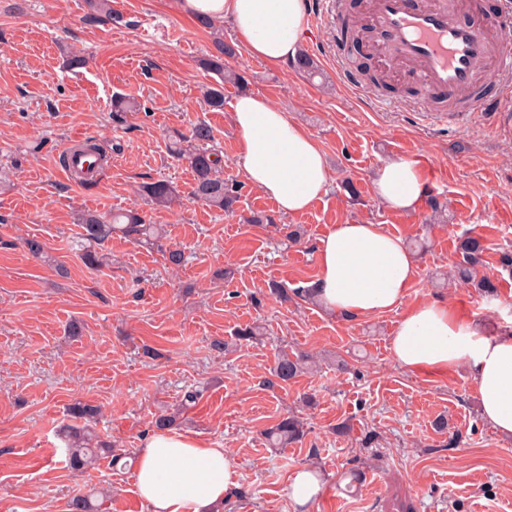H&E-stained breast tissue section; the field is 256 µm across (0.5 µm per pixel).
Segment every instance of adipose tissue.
Returning a JSON list of instances; mask_svg holds the SVG:
<instances>
[{
    "instance_id": "obj_1",
    "label": "adipose tissue",
    "mask_w": 512,
    "mask_h": 512,
    "mask_svg": "<svg viewBox=\"0 0 512 512\" xmlns=\"http://www.w3.org/2000/svg\"><path fill=\"white\" fill-rule=\"evenodd\" d=\"M184 14L231 22L238 44L253 58L281 65L296 58L307 28L306 0H175ZM243 172L282 214L307 211L327 191L325 155L304 127L265 98L244 94L231 105ZM377 197L391 209L418 208L425 178L413 160L384 162ZM308 294L324 309L352 317L402 306L417 275L401 236L379 224L331 225L317 249ZM397 365L410 372L462 366L476 383L481 415L512 439V332L487 334L452 305L428 301L407 309L391 341ZM136 481L149 512H220L234 487L229 454L177 430H157L137 451Z\"/></svg>"
}]
</instances>
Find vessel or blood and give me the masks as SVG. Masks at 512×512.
I'll use <instances>...</instances> for the list:
<instances>
[{"label": "vessel or blood", "instance_id": "obj_1", "mask_svg": "<svg viewBox=\"0 0 512 512\" xmlns=\"http://www.w3.org/2000/svg\"><path fill=\"white\" fill-rule=\"evenodd\" d=\"M371 25L383 66L408 69L419 84L421 112H431L436 94L466 92L468 112L499 122L512 114V89L504 84L512 76V53L493 38L501 30L498 16L464 20L438 0H374ZM485 85L496 88V96L482 93Z\"/></svg>", "mask_w": 512, "mask_h": 512}]
</instances>
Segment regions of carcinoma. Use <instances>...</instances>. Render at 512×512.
I'll return each instance as SVG.
<instances>
[{"label":"carcinoma","instance_id":"cac0c4a2","mask_svg":"<svg viewBox=\"0 0 512 512\" xmlns=\"http://www.w3.org/2000/svg\"><path fill=\"white\" fill-rule=\"evenodd\" d=\"M217 54L205 59L204 65L220 76V82L209 87L204 100L214 111L224 109V85L243 86L245 77L229 69L225 58L236 55L234 45L215 40ZM294 67L301 73L312 78L318 74L314 59L305 51L301 52ZM213 139L212 130L206 125L193 127L190 134L179 133L168 143V150L187 165L194 174L192 194L206 204L223 211L233 209L237 201V185L219 175L222 159L218 153L207 147ZM142 192L152 204L158 207L170 205L178 196L176 186L168 181H155L142 186ZM82 229V236L89 243L102 246L119 235L137 243L151 244L160 239V232L155 224L147 222L145 216L138 211L128 209L110 216L94 212H82L77 219ZM486 251L485 239L479 234H466L458 243L459 259L454 263L450 280L454 283L470 285L479 293L493 295L497 292L498 283L489 276L480 274ZM310 356L300 354L294 357L284 353L278 356L273 367V376L287 383L305 373ZM96 406L77 402L69 408L73 424L64 429L66 441V462L70 469L84 472L102 458L110 459L117 464L126 457L123 449L101 438L89 425L99 416ZM302 424L293 416H287L266 432V439L272 447H283L302 439ZM100 504L89 496H74L67 501L66 512H99Z\"/></svg>","mask_w":512,"mask_h":512}]
</instances>
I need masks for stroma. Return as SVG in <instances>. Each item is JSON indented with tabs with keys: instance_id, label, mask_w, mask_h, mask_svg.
Instances as JSON below:
<instances>
[{
	"instance_id": "35a3bbf8",
	"label": "stroma",
	"mask_w": 512,
	"mask_h": 512,
	"mask_svg": "<svg viewBox=\"0 0 512 512\" xmlns=\"http://www.w3.org/2000/svg\"><path fill=\"white\" fill-rule=\"evenodd\" d=\"M114 7L120 18L110 23L92 18L86 0H0V512H65L71 497L104 489L102 512H148L135 467L115 470L103 459L83 473L68 469L59 428L71 403L99 406L98 433L133 453L155 414L189 391L197 401L178 416L180 430L233 461L224 512H292L290 477L302 466L324 477L309 512H512V440L483 420L468 371L411 373L390 350L405 307L425 301L452 303L491 334L512 325V273L498 263L512 246V128L481 114L419 115L406 93L413 82L400 74L389 77L394 92L349 87L336 71L335 21L320 17L302 48L321 78L242 50L232 66L247 84L224 88L228 103L242 90L265 97L322 148L327 192L288 216L244 180L229 111L204 102L217 77L202 61L216 33L233 41L231 24L203 27L173 0ZM67 50L86 67L67 70ZM116 94L139 100L141 112L115 116ZM199 123L212 130L223 177L238 186L232 211L197 200L191 171L167 153L168 131ZM76 136L106 156L96 183L62 166ZM398 158L419 162L426 195L445 213L425 204L400 213L377 198L376 169ZM347 179L358 196L343 189ZM158 180L179 190L171 208L140 194ZM133 206L163 226L159 247L115 237L107 264L85 265L78 213ZM258 211L270 223H250ZM347 221L423 244L404 308L354 318L273 293L307 287L319 239ZM287 224L301 228L300 243L288 242ZM466 232L486 241L496 298L448 281ZM31 238L44 257L29 253ZM172 246L184 253L176 269L164 259ZM254 323L265 326L263 340L233 345L235 329ZM224 341L229 350H220ZM283 349L317 355L318 370L274 382ZM291 411L304 439L269 447L265 430ZM439 417L447 432L434 430Z\"/></svg>"
}]
</instances>
